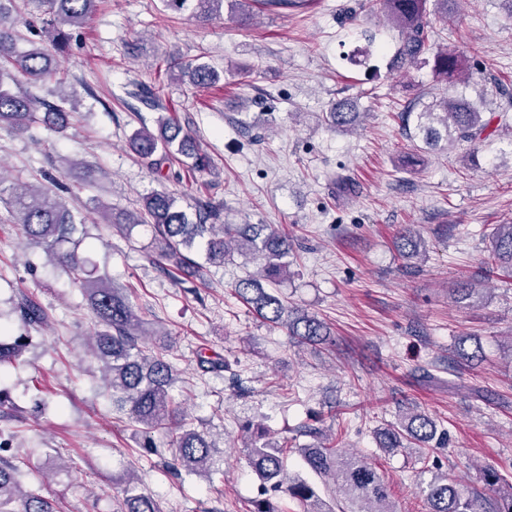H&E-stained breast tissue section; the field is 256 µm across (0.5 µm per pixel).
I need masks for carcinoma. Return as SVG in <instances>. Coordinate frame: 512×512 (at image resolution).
Segmentation results:
<instances>
[{"instance_id": "carcinoma-1", "label": "carcinoma", "mask_w": 512, "mask_h": 512, "mask_svg": "<svg viewBox=\"0 0 512 512\" xmlns=\"http://www.w3.org/2000/svg\"><path fill=\"white\" fill-rule=\"evenodd\" d=\"M194 2L193 14L206 20L217 15L223 0H165L167 5L183 9ZM457 0H371V8L382 14L388 23L400 32L399 46L392 60L394 67L404 70L417 65H432L436 77L453 87L463 72L460 57L452 50L435 44L431 37L430 15L442 25L453 22L448 2ZM36 9H45L48 18L42 19L41 34L49 44L35 46L25 52L16 49V32L4 25L5 6L0 0V127L16 133L26 132L31 125L44 122L59 131L69 125L70 113L57 109L38 112L36 100L25 92L15 91L4 83L9 78L19 85L16 75L37 81L55 76L52 55L48 46L60 50L68 40L65 26H81L95 11L99 0H31ZM314 0H235L239 13L247 15L253 5L270 8L306 10ZM433 8H428V4ZM192 83L198 87L220 82L219 73L205 63H187L182 66ZM404 113L416 114L414 136L422 138L428 147L444 139L476 142L486 132L489 123L483 120L479 105L464 96L439 97L414 111L408 105ZM364 113L348 102H338L327 120L337 129L353 130L361 123ZM132 149L159 168L173 152L188 151L189 138L171 116L163 117L158 132L147 128L137 131L130 140ZM16 219L26 239L46 246L49 260L64 267L74 279L83 283L88 305L102 326L93 337L95 355L104 363L105 381L112 391V400L126 411L140 435L139 446L151 453L156 451L152 433L166 430L175 450L177 465L189 472L209 477L219 471L213 458L217 444L206 436L186 428V418L171 394L174 367L160 351L146 346L142 322L129 297L121 288H113L101 279L83 277L84 260L74 253H61L57 246L71 240L77 229L73 217L62 198L51 189L41 187L26 190L11 201ZM144 215L130 214L128 223L149 224L160 244L159 263L174 276L183 271L190 259L183 249L200 242L207 260L222 264L237 253L260 261L262 279L252 275L235 284V293L268 325L287 330L300 344L316 343L329 335L327 326L302 308L291 307L282 298L275 285L288 275V256L292 244L288 236L269 224H216L220 209L210 200L199 202L197 220L191 221L175 207L174 198L166 191H155L144 198ZM492 249L486 261L488 271L505 269L512 273V222L495 224L491 231ZM422 239L405 229L398 237L396 247L403 257L419 253ZM22 323L28 327L42 326L47 314L42 305L30 298L17 306ZM25 351V337L0 338V370L18 363ZM198 370L202 373L228 372L231 364L221 357L198 356ZM381 448L397 452L418 442V462L426 464L429 449L446 440V433L438 430L434 419L414 413L382 433ZM11 444L0 441V512H59L57 502L43 496L39 489L24 488L21 465L25 461L15 455L3 456ZM298 452L309 468L321 478H330L348 501L346 512H397L390 500L389 485L377 471L375 464L363 455L342 453L327 438L322 437ZM288 441L264 438L260 432L247 449L248 464L259 479L257 496L251 501L250 512H284L273 503L275 498H291L309 505L307 512H335L318 495L315 487L305 480L288 478L284 459ZM486 485L493 488L489 496L469 492L448 481L446 475H435L427 487L421 489L427 512H512V485L504 486L503 475L488 470ZM123 512H163L158 501L141 488L137 477L131 475L123 488Z\"/></svg>"}]
</instances>
